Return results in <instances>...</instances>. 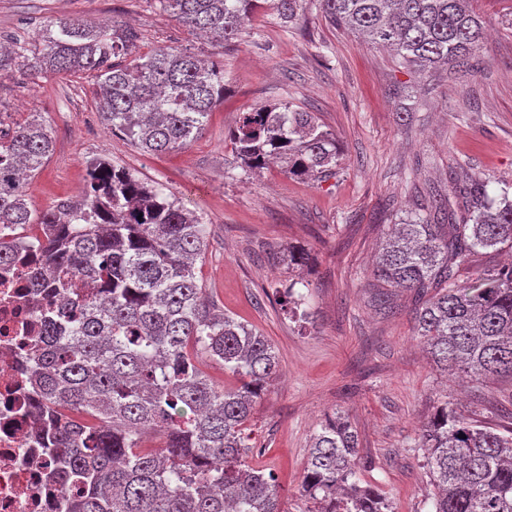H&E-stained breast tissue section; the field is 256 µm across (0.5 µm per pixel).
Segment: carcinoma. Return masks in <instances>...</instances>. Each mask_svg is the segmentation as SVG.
<instances>
[{
  "instance_id": "obj_1",
  "label": "carcinoma",
  "mask_w": 512,
  "mask_h": 512,
  "mask_svg": "<svg viewBox=\"0 0 512 512\" xmlns=\"http://www.w3.org/2000/svg\"><path fill=\"white\" fill-rule=\"evenodd\" d=\"M286 22L303 0H272ZM470 0H319L332 24L390 47L420 72L470 71L483 21ZM159 9L221 47L250 26L261 0H157ZM139 35L114 21L53 16L31 38L0 42V79L92 74L103 125L137 150L188 147L224 100V74L187 50L137 52ZM229 142L258 170L276 161L290 177L327 178L336 135L313 112L277 103L244 112ZM36 112L0 117V227L32 237L45 261L33 288L62 299L44 313L34 416L67 512H282L272 477L249 461L257 400L277 377L269 339L205 300L196 261L208 225L162 185L95 158L78 200L34 214L29 181L52 154ZM490 180L452 187L459 212L436 200L396 225L373 276L418 296L414 323L434 365L482 380L512 376V263L471 282L461 272L481 249L512 250V198ZM213 362L234 384L212 380ZM158 433L163 443L146 447ZM431 512H512V428L497 429L444 402L422 427ZM359 436L333 416L313 438L302 489L316 512H387L358 478Z\"/></svg>"
}]
</instances>
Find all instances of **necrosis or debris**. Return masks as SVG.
Wrapping results in <instances>:
<instances>
[{
    "label": "necrosis or debris",
    "mask_w": 512,
    "mask_h": 512,
    "mask_svg": "<svg viewBox=\"0 0 512 512\" xmlns=\"http://www.w3.org/2000/svg\"><path fill=\"white\" fill-rule=\"evenodd\" d=\"M0 260V512H65L36 433L29 346L42 332L50 298L27 286L25 265L41 258L28 241Z\"/></svg>",
    "instance_id": "obj_1"
}]
</instances>
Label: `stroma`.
Segmentation results:
<instances>
[{"instance_id": "obj_1", "label": "stroma", "mask_w": 512, "mask_h": 512, "mask_svg": "<svg viewBox=\"0 0 512 512\" xmlns=\"http://www.w3.org/2000/svg\"><path fill=\"white\" fill-rule=\"evenodd\" d=\"M485 38L475 74L434 75L332 26L316 0L286 23L265 9L235 43L216 51L160 12L155 0H0V36L31 35L45 17L118 20L139 51L187 49L224 68V100L188 148L153 156L101 124L90 75L13 77L0 83L9 112H38L54 151L30 185L35 209L81 192L90 160L105 158L210 226L197 265L208 300L268 336L281 376L255 407L252 461L281 490L283 512H314L302 493L313 436L326 416L349 417L360 441L362 486L390 512H429L420 427L440 403L512 427V378L477 383L433 368L416 335L415 293L379 283L372 259L390 225L450 182L488 177L512 193V0H472ZM317 113L340 147L336 174L294 178L271 165L242 168L228 141L241 113L279 102ZM309 254L288 269V248ZM303 296L289 313L287 292Z\"/></svg>"}]
</instances>
